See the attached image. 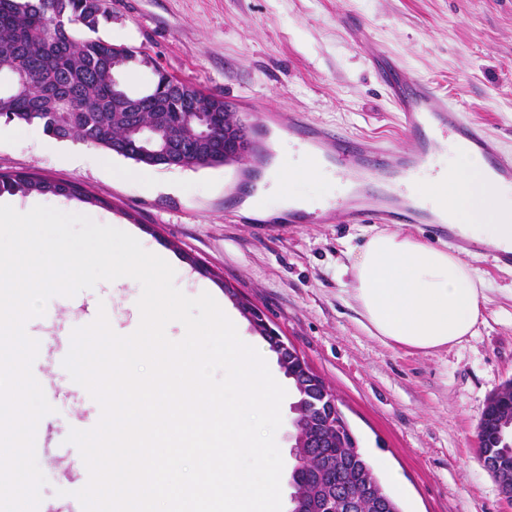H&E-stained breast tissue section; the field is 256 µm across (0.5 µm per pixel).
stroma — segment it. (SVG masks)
<instances>
[{
    "mask_svg": "<svg viewBox=\"0 0 512 512\" xmlns=\"http://www.w3.org/2000/svg\"><path fill=\"white\" fill-rule=\"evenodd\" d=\"M111 19L98 35L147 54L119 78L128 90L149 87L156 70L221 96L251 135L267 147V163L288 133L271 114L299 110L305 121L370 136L394 149L410 144L369 60L385 49L409 72L448 92L472 119L512 151V0H109ZM363 22L357 42L347 20ZM0 121V173H26L78 186L102 198L95 206L41 195L43 205L73 206L94 222L123 230L153 254L168 256L174 284L186 296L209 293L238 315L241 339L257 340L236 297L259 307L335 395L358 446L401 512H512L475 448L487 400L512 382V268L489 252L462 260L487 286L485 321L462 345L422 353L386 345L361 324L343 275L348 248L376 232L373 224H267L246 215L248 186L238 164L147 168L134 161L74 159V141L24 134ZM141 295L134 281L98 282L74 296L53 297L31 331L43 351L32 364L48 383L53 413L36 440L47 478L43 502L77 488L73 459L61 456L72 428H92L96 401L63 366L74 328L106 312L130 325ZM273 376L286 389L275 434L283 470L282 498L295 465L291 446L296 399L275 353Z\"/></svg>",
    "mask_w": 512,
    "mask_h": 512,
    "instance_id": "1",
    "label": "stroma"
}]
</instances>
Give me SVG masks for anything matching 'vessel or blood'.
<instances>
[{"instance_id":"1","label":"vessel or blood","mask_w":512,"mask_h":512,"mask_svg":"<svg viewBox=\"0 0 512 512\" xmlns=\"http://www.w3.org/2000/svg\"><path fill=\"white\" fill-rule=\"evenodd\" d=\"M372 65L395 106L409 148L393 150L370 138L334 134L306 125L300 114H289L288 129L298 133L303 153L331 169L345 190L343 197L305 211H289V223L326 224L337 217L346 224H428L435 236L475 248V241L422 206L404 181L434 167L445 145L452 142L482 157L493 184L511 187L512 154L480 123L467 119L455 100L408 73L386 51H377Z\"/></svg>"}]
</instances>
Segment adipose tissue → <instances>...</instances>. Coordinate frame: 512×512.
I'll use <instances>...</instances> for the list:
<instances>
[{"instance_id":"ef3b65f1","label":"adipose tissue","mask_w":512,"mask_h":512,"mask_svg":"<svg viewBox=\"0 0 512 512\" xmlns=\"http://www.w3.org/2000/svg\"><path fill=\"white\" fill-rule=\"evenodd\" d=\"M315 178L332 198L333 176L313 169L307 159H279L266 170L262 187L243 207L258 219L310 205L311 197L289 190L299 178ZM424 205L448 213L470 237L494 245L512 244V190L493 186L483 161L455 154L437 173L413 179ZM276 204H268L269 195ZM351 297L371 336L387 345L431 352L475 336L486 301L485 284L453 252L399 231L379 232L347 253Z\"/></svg>"}]
</instances>
